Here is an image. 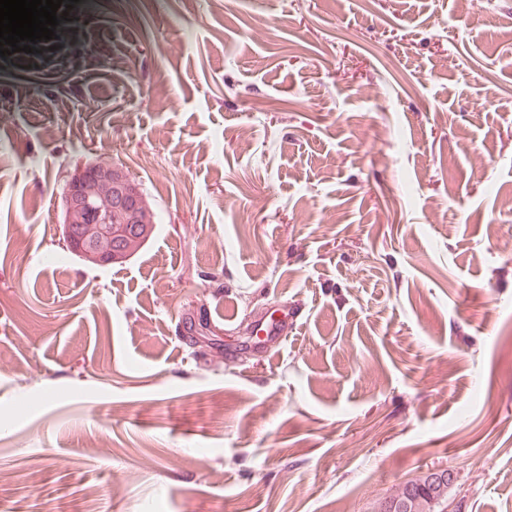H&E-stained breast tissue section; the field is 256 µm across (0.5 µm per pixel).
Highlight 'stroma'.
<instances>
[{
  "label": "stroma",
  "instance_id": "stroma-1",
  "mask_svg": "<svg viewBox=\"0 0 512 512\" xmlns=\"http://www.w3.org/2000/svg\"><path fill=\"white\" fill-rule=\"evenodd\" d=\"M97 2L0 56V512H512V0ZM93 161L158 215L109 268ZM91 167L112 168V173L109 178L106 172L91 176L83 196H65L63 240L68 243V252L86 265L103 267L125 263L153 237L157 213L145 205L143 190L135 178L107 163L96 162ZM108 181H112V190L107 197ZM87 199L90 202L100 200L107 205L112 216V227L89 224ZM262 331L265 333L266 339L268 342H271L277 339L279 336H286L288 333V315L284 314L280 319H273L272 317L269 320L263 321ZM261 330L257 325L253 328L249 329V338L255 339L256 343L261 341ZM431 479L447 475L443 468H431L427 471ZM443 481L420 479L411 486H399L396 492L379 502L377 512H443L448 506V488L453 482V475L448 470Z\"/></svg>",
  "mask_w": 512,
  "mask_h": 512
}]
</instances>
